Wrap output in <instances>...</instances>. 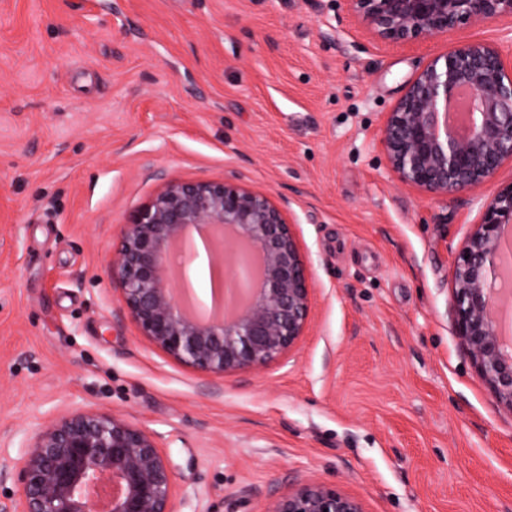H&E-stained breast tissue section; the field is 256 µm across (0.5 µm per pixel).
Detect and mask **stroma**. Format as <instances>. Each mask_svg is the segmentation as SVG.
Returning <instances> with one entry per match:
<instances>
[{"mask_svg":"<svg viewBox=\"0 0 512 512\" xmlns=\"http://www.w3.org/2000/svg\"><path fill=\"white\" fill-rule=\"evenodd\" d=\"M512 54V18L375 41L345 0H0V503L53 421L105 413L175 465V512H268L303 483L364 512H512V414L454 329L480 204L390 172L386 112L437 56ZM281 210L311 289L298 344L186 367L125 312L110 260L173 181Z\"/></svg>","mask_w":512,"mask_h":512,"instance_id":"35a3bbf8","label":"stroma"}]
</instances>
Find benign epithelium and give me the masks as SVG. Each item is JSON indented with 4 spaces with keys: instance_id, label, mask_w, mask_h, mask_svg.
<instances>
[{
    "instance_id": "benign-epithelium-1",
    "label": "benign epithelium",
    "mask_w": 512,
    "mask_h": 512,
    "mask_svg": "<svg viewBox=\"0 0 512 512\" xmlns=\"http://www.w3.org/2000/svg\"><path fill=\"white\" fill-rule=\"evenodd\" d=\"M384 43L447 34L512 16V0H346ZM471 90L463 136L448 132V100ZM379 140L403 184L446 198L492 182L512 162V59L473 41L415 78ZM512 226V184L481 205L454 266V328L478 376L512 414V336L500 311L512 296L502 247ZM123 303L146 336L178 362L215 374L278 360L303 335L307 266L281 211L230 181L171 182L130 216L111 259ZM169 458L154 439L106 414L73 413L48 425L27 454L23 498L11 512H174ZM269 512H363L320 483L277 498Z\"/></svg>"
}]
</instances>
